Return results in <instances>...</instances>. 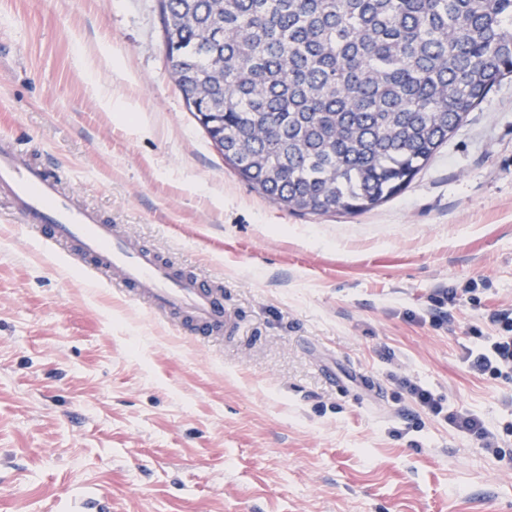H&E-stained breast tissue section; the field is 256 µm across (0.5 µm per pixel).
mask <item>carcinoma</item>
I'll return each instance as SVG.
<instances>
[{
	"mask_svg": "<svg viewBox=\"0 0 512 512\" xmlns=\"http://www.w3.org/2000/svg\"><path fill=\"white\" fill-rule=\"evenodd\" d=\"M158 5L188 111L252 190L298 215L398 195L512 77V0Z\"/></svg>",
	"mask_w": 512,
	"mask_h": 512,
	"instance_id": "obj_1",
	"label": "carcinoma"
}]
</instances>
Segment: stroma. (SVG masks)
Here are the masks:
<instances>
[{
    "label": "stroma",
    "mask_w": 512,
    "mask_h": 512,
    "mask_svg": "<svg viewBox=\"0 0 512 512\" xmlns=\"http://www.w3.org/2000/svg\"><path fill=\"white\" fill-rule=\"evenodd\" d=\"M157 0H0V135L179 269L237 332L198 343L25 234L0 198V512H512V379L473 334L512 309V78L410 186L299 216L225 165L172 82ZM456 305L433 321L439 290ZM489 317L504 334L472 336L478 342L466 348L464 360L473 374L508 379L512 373V309L498 310ZM404 388L430 414L435 417H442L457 428L485 441V447L487 448L484 449L488 453L499 457L501 460L506 457V451L499 448L498 438L486 429L483 422L477 416L467 413L448 412V407L444 405L443 399L420 384L407 381L404 382ZM63 507L68 512H109V497L102 490L97 489L88 494H70Z\"/></svg>",
    "instance_id": "obj_1"
}]
</instances>
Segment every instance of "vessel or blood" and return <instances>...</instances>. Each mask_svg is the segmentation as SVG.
<instances>
[{
    "instance_id": "obj_1",
    "label": "vessel or blood",
    "mask_w": 512,
    "mask_h": 512,
    "mask_svg": "<svg viewBox=\"0 0 512 512\" xmlns=\"http://www.w3.org/2000/svg\"><path fill=\"white\" fill-rule=\"evenodd\" d=\"M0 197L39 243L87 262L112 287L191 338L209 340L233 332L236 322L224 308V285L176 271L172 259L127 237L101 212L80 205L60 189V176L31 161L27 146L0 140ZM65 512H109V497L97 489L69 495Z\"/></svg>"
}]
</instances>
